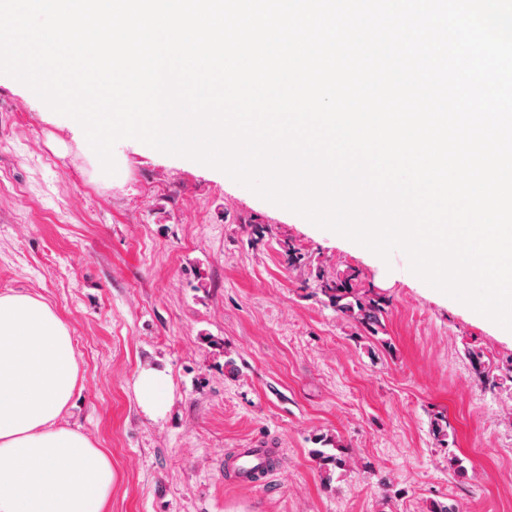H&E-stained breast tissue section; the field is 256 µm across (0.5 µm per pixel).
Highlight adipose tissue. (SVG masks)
Returning a JSON list of instances; mask_svg holds the SVG:
<instances>
[{"label": "adipose tissue", "instance_id": "adipose-tissue-1", "mask_svg": "<svg viewBox=\"0 0 512 512\" xmlns=\"http://www.w3.org/2000/svg\"><path fill=\"white\" fill-rule=\"evenodd\" d=\"M70 329L45 301L0 295V512H106L112 459L61 425L78 386ZM136 396L150 416L169 402L165 372L141 371Z\"/></svg>", "mask_w": 512, "mask_h": 512}]
</instances>
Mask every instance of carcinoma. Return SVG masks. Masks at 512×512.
Wrapping results in <instances>:
<instances>
[{
    "label": "carcinoma",
    "instance_id": "carcinoma-1",
    "mask_svg": "<svg viewBox=\"0 0 512 512\" xmlns=\"http://www.w3.org/2000/svg\"><path fill=\"white\" fill-rule=\"evenodd\" d=\"M320 293L336 307L337 311L358 322L370 338H375L379 333L384 315L388 313V301L385 297L369 290L355 288L349 280L339 277L325 283ZM468 358L479 379L485 384L492 383L484 367L482 352L471 349L468 351ZM311 454L328 475L345 465L342 450L336 454L326 448H314Z\"/></svg>",
    "mask_w": 512,
    "mask_h": 512
}]
</instances>
